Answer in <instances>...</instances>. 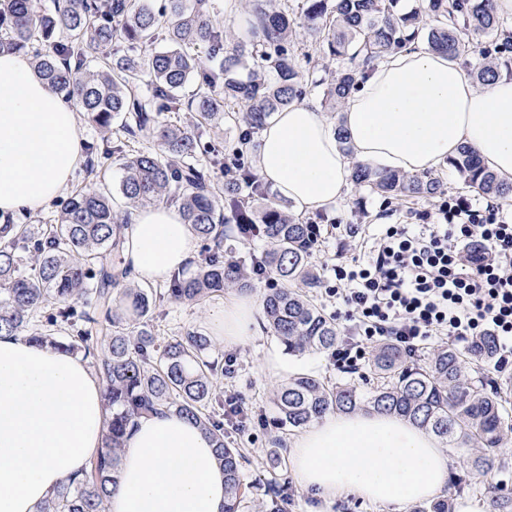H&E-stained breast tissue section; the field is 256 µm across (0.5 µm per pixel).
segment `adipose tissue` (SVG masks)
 I'll list each match as a JSON object with an SVG mask.
<instances>
[{
    "label": "adipose tissue",
    "instance_id": "ef3b65f1",
    "mask_svg": "<svg viewBox=\"0 0 512 512\" xmlns=\"http://www.w3.org/2000/svg\"><path fill=\"white\" fill-rule=\"evenodd\" d=\"M464 146L512 184V74L476 88L460 63L418 42L363 69L340 126L309 100L277 112L261 131L255 169L309 213L346 198L353 164L421 174ZM82 159L74 108L28 59L0 52V214L39 212ZM124 236V264L142 285L166 281L197 253L194 233L170 204L134 210ZM210 324L229 348L262 331L258 303L245 294L216 306ZM106 426L103 384L84 361L0 333V512H38L83 472ZM289 459L298 484L322 498L403 506L448 483L449 459L436 437L385 413L328 414L293 441ZM110 503V512H223L224 472L210 439L173 413L140 418L124 441Z\"/></svg>",
    "mask_w": 512,
    "mask_h": 512
}]
</instances>
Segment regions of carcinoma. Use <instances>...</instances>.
<instances>
[{
    "instance_id": "1",
    "label": "carcinoma",
    "mask_w": 512,
    "mask_h": 512,
    "mask_svg": "<svg viewBox=\"0 0 512 512\" xmlns=\"http://www.w3.org/2000/svg\"><path fill=\"white\" fill-rule=\"evenodd\" d=\"M254 2V24L246 36L227 35L210 11L209 0H165L156 13L148 0H61L52 11L37 0H0V51L30 55L39 76L57 96L76 98L97 124L121 120L124 137L85 147L86 169L123 154L138 133L151 127L161 152L136 150L126 158L120 193L136 207L166 202L179 206L184 223L205 243L196 272L175 273L158 291L129 282L122 265L123 225L113 212L112 190L80 191L64 200L58 222L36 233L21 224H0V333L20 335L90 361L104 385L108 412L103 445L77 480L65 483L39 512H105L116 485L120 451L135 421L172 412L197 424L211 439L224 470V512H244L245 483L241 449L224 435V415L209 410L212 380L224 367L209 360L210 340L196 332L156 342L150 314L167 302H192L231 286L252 287L240 265L224 261V210L239 225L244 240L269 244L262 254L267 278L281 283L262 300L270 330L290 354L331 352L336 323L316 303L319 281L311 259L319 246L315 224L300 221L269 195L245 162L253 134L272 114L306 92L309 73L300 58L312 60L321 48L336 62L323 91L324 104L337 109L357 87L362 68L420 39L451 60L475 55L479 83L512 61V34L494 9V0H427L428 12H402L399 0H304L300 15L282 3L276 10ZM162 41L166 48L147 52ZM99 69L84 68L88 56ZM248 69L246 77L238 71ZM196 78L188 111L194 125L177 126L162 118L182 110L180 90ZM148 79L152 105L138 97ZM224 83V95L216 93ZM243 105L244 110L235 109ZM230 122L240 133L236 146L221 153L203 143L207 121ZM464 185L486 195L512 200V184L486 170L474 151L464 148L449 161ZM224 172V185L212 182L211 169ZM353 183L386 202L405 203L443 196L440 176L379 170L360 164ZM55 305L49 328L35 319ZM92 324L75 336L54 328ZM495 355L493 339H478L460 350L436 349L424 364L402 349H374L371 370L377 384L362 392L299 374L275 393L278 425L302 428L329 413L360 408L397 415L424 429L450 448H476L467 460L470 473L493 468L512 424L507 406L512 392L483 368ZM490 512H512V496L486 487ZM285 491L267 493V512H286Z\"/></svg>"
}]
</instances>
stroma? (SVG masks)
<instances>
[{
	"instance_id": "1",
	"label": "stroma",
	"mask_w": 512,
	"mask_h": 512,
	"mask_svg": "<svg viewBox=\"0 0 512 512\" xmlns=\"http://www.w3.org/2000/svg\"><path fill=\"white\" fill-rule=\"evenodd\" d=\"M122 160L118 157L105 161L94 173L78 169L73 180L63 189V197L74 192L107 184L114 188V209L121 217H128L130 206L116 188L122 176ZM434 200L422 199L412 205L384 202L378 196L359 189H351L346 200L336 207L324 210L323 214H310V221L324 220L336 225L335 235L321 242L313 261L316 266L348 264L361 258V238L355 230L361 225H370L379 230L388 224L406 223L408 215L433 210ZM224 293L217 292L198 302H166L153 315V331L159 342L188 331L208 334L207 318L212 309L222 303ZM209 355L219 360L234 359L232 376L219 379L213 387L214 402L228 397L242 399L252 411L253 424L243 430L225 426L224 432L235 447L241 448L247 458L244 465V482L250 487L245 512H265L266 484L281 486L290 501L288 512H393L353 495H343L332 500H321L303 490L294 479L282 456L289 449L275 444L274 418L276 410L272 403L274 389L286 382L289 374L305 373L322 380L336 383L347 382L358 388L373 384L372 375H356L343 372L334 366L329 354L306 351L299 355H286L283 346L271 330H263L260 336L249 343L232 349L219 341H212ZM500 462L486 475L478 477V490L459 491L454 482L449 484L448 496L453 501L467 498L481 499L482 486H497L499 492L512 496V440L505 441L499 450Z\"/></svg>"
}]
</instances>
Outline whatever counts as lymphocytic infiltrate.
I'll list each match as a JSON object with an SVG mask.
<instances>
[{
    "label": "lymphocytic infiltrate",
    "instance_id": "obj_1",
    "mask_svg": "<svg viewBox=\"0 0 512 512\" xmlns=\"http://www.w3.org/2000/svg\"><path fill=\"white\" fill-rule=\"evenodd\" d=\"M325 294L345 323L331 357L360 372L368 342L416 354L433 339L492 337L497 369L512 364V213L443 198L417 223L391 224L364 260L332 269Z\"/></svg>",
    "mask_w": 512,
    "mask_h": 512
}]
</instances>
